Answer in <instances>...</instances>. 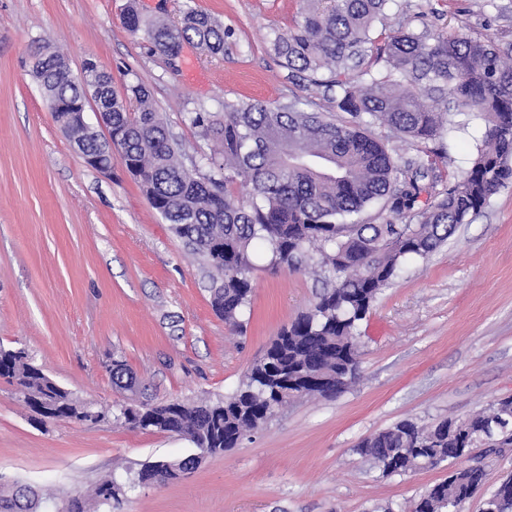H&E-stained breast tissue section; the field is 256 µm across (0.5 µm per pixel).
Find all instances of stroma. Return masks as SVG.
I'll return each instance as SVG.
<instances>
[{
	"label": "stroma",
	"instance_id": "35a3bbf8",
	"mask_svg": "<svg viewBox=\"0 0 512 512\" xmlns=\"http://www.w3.org/2000/svg\"><path fill=\"white\" fill-rule=\"evenodd\" d=\"M148 17L180 20L188 8L232 31L224 55L184 46L177 64L151 53L123 23L128 3ZM454 31L467 13L472 35L512 43V0H398ZM298 0H0V344L24 349L51 379L107 411L113 404L232 394L251 362L321 291L308 270L273 269L253 256V293L244 334L211 306L206 262L175 236L120 157L92 169L48 111L29 70L42 42L79 73L94 59L117 93L145 84L186 156L217 144L190 121L229 100L283 103L305 92L319 111L335 104L302 90L269 49ZM360 374L330 398H304L209 456L180 480L140 486L112 512H408L445 479L447 466L383 477L355 451L364 437L404 419L463 420L512 397V184L459 225L428 257L401 262L360 326ZM124 361L134 390L107 369ZM179 436L138 431L106 418L49 420L0 378V485L24 483L59 499L88 497L106 476L195 454ZM481 492L462 512H481L488 492L512 474V447L482 457Z\"/></svg>",
	"mask_w": 512,
	"mask_h": 512
}]
</instances>
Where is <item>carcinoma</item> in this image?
Listing matches in <instances>:
<instances>
[{
    "label": "carcinoma",
    "instance_id": "obj_1",
    "mask_svg": "<svg viewBox=\"0 0 512 512\" xmlns=\"http://www.w3.org/2000/svg\"><path fill=\"white\" fill-rule=\"evenodd\" d=\"M391 2L300 0L294 25L275 33L270 49L291 76L331 96L336 112H319L300 95L276 105L225 101L220 112H197L192 123L222 143V160L202 151L192 161L208 165V175L185 166L181 144L144 84H129L121 98L97 62L80 82L71 77L63 53L36 48L32 74L44 96L78 97L85 84L98 86L112 112V143L121 148L150 206L216 271L211 305L226 323L244 331L240 317L250 305L257 243L266 246L270 266L311 268L326 283L312 306L251 364L235 392L145 403L132 418L120 407L114 418L128 428L176 434L222 454L294 399L343 391L357 374L359 325L400 262L435 252L512 180V65L503 61L512 48L469 36L464 22L436 34L418 27L420 15H398L389 24ZM125 23L145 32L151 52L176 59L186 43L222 55L231 34L214 16L193 9L175 24L146 18L133 0ZM378 35L384 46L369 62ZM353 71L356 82L349 77ZM53 118L85 150H101V135L84 129L71 113ZM376 125L388 128L394 141L416 140L422 147L398 154L374 137ZM469 130L477 141L470 167L447 181L438 149L427 144ZM236 181L245 192L229 189ZM371 207L375 216L361 219ZM218 240L222 253L215 252ZM1 377L27 405L43 396L55 399V420L96 423L105 417L54 387L28 355L16 357L0 345ZM495 410L493 405L466 421L429 427L403 420L362 439L356 451L383 477L410 473L426 459L451 470L470 451V441L483 436ZM484 481L482 466L462 468L420 494L413 512H437L443 499L470 498ZM123 488L106 478L87 503L110 505Z\"/></svg>",
    "mask_w": 512,
    "mask_h": 512
}]
</instances>
